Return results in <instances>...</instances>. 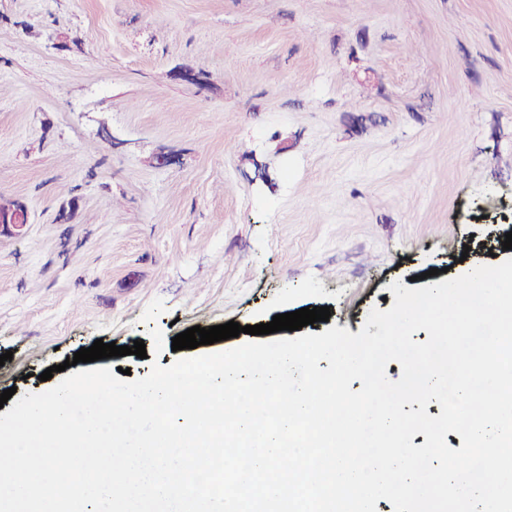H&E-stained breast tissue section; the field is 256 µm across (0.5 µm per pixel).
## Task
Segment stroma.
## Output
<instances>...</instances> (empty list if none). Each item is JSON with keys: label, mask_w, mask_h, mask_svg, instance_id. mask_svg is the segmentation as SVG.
<instances>
[{"label": "stroma", "mask_w": 512, "mask_h": 512, "mask_svg": "<svg viewBox=\"0 0 512 512\" xmlns=\"http://www.w3.org/2000/svg\"><path fill=\"white\" fill-rule=\"evenodd\" d=\"M0 197V391L155 327L98 367L304 307L359 333L512 258V0H0ZM27 223L28 211L23 203L10 201L4 204L0 202V235L15 234L22 230Z\"/></svg>", "instance_id": "obj_1"}]
</instances>
